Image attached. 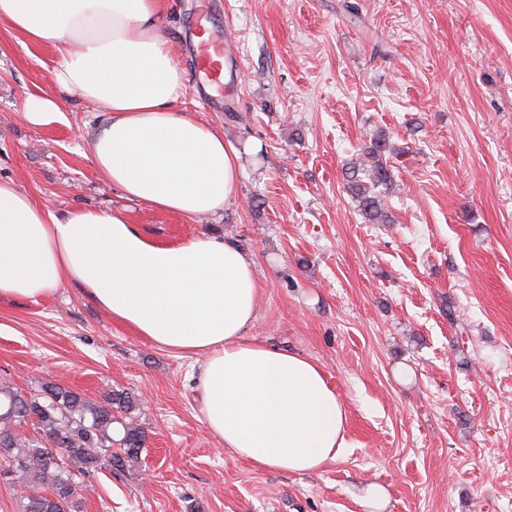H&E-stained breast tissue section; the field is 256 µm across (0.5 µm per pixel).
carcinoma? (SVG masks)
<instances>
[{"mask_svg": "<svg viewBox=\"0 0 512 512\" xmlns=\"http://www.w3.org/2000/svg\"><path fill=\"white\" fill-rule=\"evenodd\" d=\"M387 149L386 139H374L347 172L348 188L373 224L389 222L377 191L393 184L383 159ZM136 406V397L123 389L94 399L53 380L30 393L0 380V459L8 479L24 489L19 512H82L78 476L103 468L116 474L140 462L147 436L134 416ZM29 424L32 434L23 431ZM116 424L122 429L118 439Z\"/></svg>", "mask_w": 512, "mask_h": 512, "instance_id": "cac0c4a2", "label": "carcinoma"}]
</instances>
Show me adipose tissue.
I'll list each match as a JSON object with an SVG mask.
<instances>
[{"label": "adipose tissue", "instance_id": "adipose-tissue-1", "mask_svg": "<svg viewBox=\"0 0 512 512\" xmlns=\"http://www.w3.org/2000/svg\"><path fill=\"white\" fill-rule=\"evenodd\" d=\"M159 0H0L4 22L51 49L54 93L28 95L27 123L63 122L59 94L107 113L90 158L123 197L190 218L233 194L240 150L178 107L187 92ZM74 283L114 322L192 357L208 432L260 469L302 474L336 460L347 411L315 362L251 340L255 265L216 235L158 244L120 209L62 212L0 180V301L37 302Z\"/></svg>", "mask_w": 512, "mask_h": 512}]
</instances>
